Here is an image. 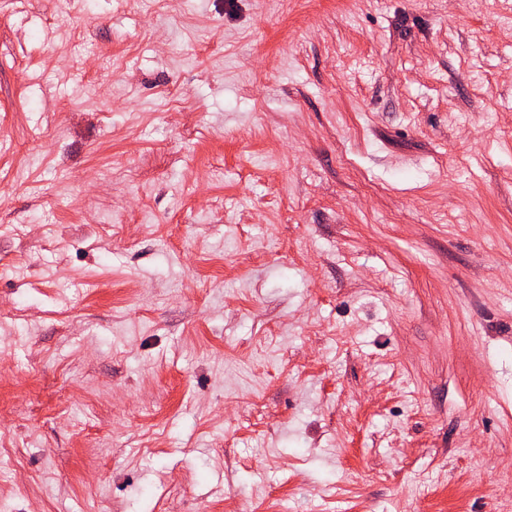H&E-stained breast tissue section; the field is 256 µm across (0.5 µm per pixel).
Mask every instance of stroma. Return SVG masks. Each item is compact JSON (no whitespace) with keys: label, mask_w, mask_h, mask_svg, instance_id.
<instances>
[{"label":"stroma","mask_w":512,"mask_h":512,"mask_svg":"<svg viewBox=\"0 0 512 512\" xmlns=\"http://www.w3.org/2000/svg\"><path fill=\"white\" fill-rule=\"evenodd\" d=\"M0 455V512H512V0H0Z\"/></svg>","instance_id":"1"}]
</instances>
